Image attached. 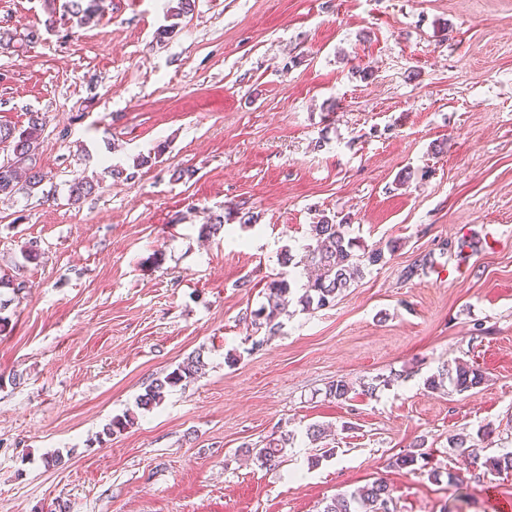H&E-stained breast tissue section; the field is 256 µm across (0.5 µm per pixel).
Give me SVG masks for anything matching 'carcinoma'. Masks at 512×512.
Here are the masks:
<instances>
[{
  "label": "carcinoma",
  "instance_id": "obj_1",
  "mask_svg": "<svg viewBox=\"0 0 512 512\" xmlns=\"http://www.w3.org/2000/svg\"><path fill=\"white\" fill-rule=\"evenodd\" d=\"M194 7V0H176V5L167 10L168 25H162L156 30V39L164 41L173 34L179 25V19L189 14ZM67 14L71 19L82 23L99 14L100 0H68ZM44 131V120L41 115L32 113L27 126L16 128L11 125H0V145L12 151V159L0 163V196L10 197L21 190L20 182H25L31 190L40 185L45 175L36 168L32 161H27L24 174H19L14 167L21 156L34 157ZM95 191L93 182L77 179L70 185V197L78 202ZM234 211L228 210L214 216L210 223L203 224L199 236L211 238L224 229V225L232 220ZM312 244L308 245L303 255L304 262L317 268L314 278L301 286L302 294L297 298V304L304 311L315 308L322 309L334 305L336 297L363 276L366 269L384 262L385 250L367 248L348 237L346 225L337 224L327 216H322L318 223L311 225ZM293 296L290 275L282 273L267 284L268 304L252 311V324L264 325L268 332L274 335L278 332L280 323L276 319L286 311L287 298ZM205 369L201 354L187 357L170 373L162 378H156L149 383L144 393L137 398V408L149 410L163 400L167 389L176 386L187 377H192ZM449 380L458 392H465L483 383V373L467 364L458 365L453 370L442 372L426 380L427 387L438 390L444 380ZM290 444V434L285 433L278 439L268 441L264 447L246 449V453L254 454L261 463L275 466L286 446ZM424 443H416V450L399 454L390 461V467L398 470L412 469L418 460L425 457L421 451ZM490 472L512 471V452L489 456L483 462ZM323 512H394L391 489L382 480L362 486L355 491L340 493L331 499L323 508Z\"/></svg>",
  "mask_w": 512,
  "mask_h": 512
}]
</instances>
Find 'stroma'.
Wrapping results in <instances>:
<instances>
[{"label": "stroma", "mask_w": 512, "mask_h": 512, "mask_svg": "<svg viewBox=\"0 0 512 512\" xmlns=\"http://www.w3.org/2000/svg\"><path fill=\"white\" fill-rule=\"evenodd\" d=\"M102 7L78 28L0 0V124L46 118L45 180L0 200L25 283L0 291V512H322L378 478L395 512H499L512 471L451 440L512 450V0H196L163 42L168 0ZM78 176L100 187L75 204ZM235 206L256 223L200 238ZM323 215L397 249L267 335L249 314ZM196 352L204 374L137 408ZM461 361L484 383L427 389ZM287 431L279 466L246 454ZM419 441L426 466L390 467Z\"/></svg>", "instance_id": "obj_1"}]
</instances>
